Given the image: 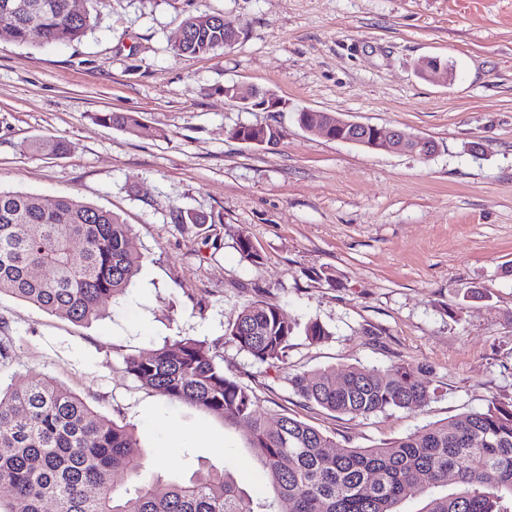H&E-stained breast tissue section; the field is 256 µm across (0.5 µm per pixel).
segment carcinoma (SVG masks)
I'll return each mask as SVG.
<instances>
[{
    "instance_id": "carcinoma-1",
    "label": "carcinoma",
    "mask_w": 512,
    "mask_h": 512,
    "mask_svg": "<svg viewBox=\"0 0 512 512\" xmlns=\"http://www.w3.org/2000/svg\"><path fill=\"white\" fill-rule=\"evenodd\" d=\"M27 10L0 12V41L66 43L91 28L87 7L74 0H29ZM178 55L206 56L225 47L224 16L198 13L182 23ZM99 120L140 133L130 114ZM38 151L65 155L71 144L48 139ZM82 248L77 250L74 243ZM144 256L130 246L118 216L75 196L52 201L0 191V294L76 323L101 317L122 298ZM295 325L260 297L225 331L240 350L277 368L288 357ZM127 373L158 391L245 430L254 460L273 495H250L229 467L199 466L188 479L165 480L140 451L134 430L86 404L65 385L29 371L0 392V483L11 494L0 512H397L427 495L421 512H508L512 498V401L424 425L371 448H344L315 426L281 415L269 422L252 388L224 371V357L184 337L147 355L126 358ZM426 368L403 362L390 369L345 365L288 377L306 403L368 419L390 409L420 411L434 392ZM454 483L444 496L429 491Z\"/></svg>"
}]
</instances>
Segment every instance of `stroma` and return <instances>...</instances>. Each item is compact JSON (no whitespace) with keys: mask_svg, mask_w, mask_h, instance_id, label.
Listing matches in <instances>:
<instances>
[{"mask_svg":"<svg viewBox=\"0 0 512 512\" xmlns=\"http://www.w3.org/2000/svg\"><path fill=\"white\" fill-rule=\"evenodd\" d=\"M200 12L223 15L242 38L205 57L176 55L184 19ZM92 16L70 43L0 42V190L114 212L145 261L88 324L0 295L13 342L1 386L43 372L133 424L166 477L229 458L251 494L267 480L242 431L140 388L126 357L182 336L204 341L261 412L345 446L512 400V0H94ZM435 56L452 64L451 82L420 75ZM236 82L286 110L235 106L224 87ZM302 109L397 127L438 149L425 159L331 140L298 124ZM103 112L134 115L146 131L103 125ZM243 124L277 126L279 144L233 139ZM50 138L71 151L27 148ZM177 210L208 220L178 224ZM243 234L261 263L240 252ZM473 288L482 298H468ZM262 295L329 338L296 334L286 365L259 363L225 331ZM405 361L430 369L435 394L418 412L337 416L288 383L304 370Z\"/></svg>","mask_w":512,"mask_h":512,"instance_id":"obj_1","label":"stroma"}]
</instances>
